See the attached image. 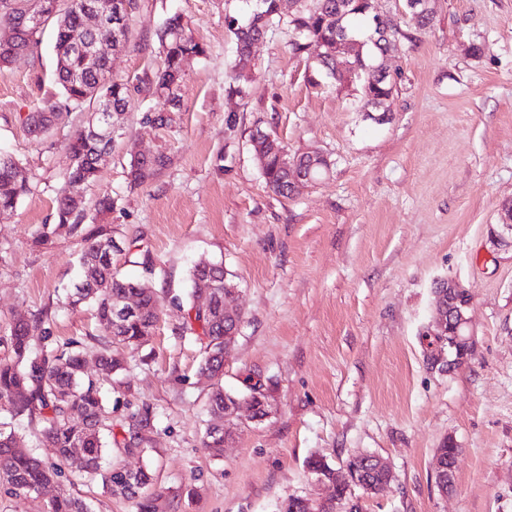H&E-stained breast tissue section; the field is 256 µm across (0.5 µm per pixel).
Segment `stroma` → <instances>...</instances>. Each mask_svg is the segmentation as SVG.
<instances>
[{"label": "stroma", "mask_w": 512, "mask_h": 512, "mask_svg": "<svg viewBox=\"0 0 512 512\" xmlns=\"http://www.w3.org/2000/svg\"><path fill=\"white\" fill-rule=\"evenodd\" d=\"M248 0H138L134 37L112 54L114 77L138 83L161 68L157 31L175 13L208 48L188 60L182 112L167 129L141 122L157 108L137 100L84 196L115 200L112 266L156 293L149 342L121 348L125 368L105 399L120 427L142 407L154 414L143 456L111 463L150 467L162 512H282L318 488L310 455L339 468L359 454L382 458L393 480L363 498L365 512H512V251L488 231L512 201V0H440L433 23L389 58L397 91L390 120L315 68L317 47L291 50L287 23L255 45L247 80L228 22H246ZM480 54H473V47ZM51 36L0 71V151L20 160L36 188L0 218V359L14 318H40L80 342L94 363L102 335L90 306L67 305L78 281V237L31 244L53 223L54 187L70 165L66 146L84 117L72 114L40 141L21 116L59 93ZM264 131L290 153L316 148L333 166L286 199L265 184L251 137ZM170 163L130 188L135 153ZM223 262L244 323L224 362L226 392L260 384L270 415L227 422L223 457L202 440L211 386L198 374L204 342L186 335L193 263ZM473 288L474 354L447 372L427 358L433 287ZM460 453L442 490L436 455ZM67 491L91 512H135L99 481L62 471L45 496L0 491V512H44Z\"/></svg>", "instance_id": "stroma-1"}]
</instances>
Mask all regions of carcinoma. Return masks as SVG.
<instances>
[{
  "instance_id": "cac0c4a2",
  "label": "carcinoma",
  "mask_w": 512,
  "mask_h": 512,
  "mask_svg": "<svg viewBox=\"0 0 512 512\" xmlns=\"http://www.w3.org/2000/svg\"><path fill=\"white\" fill-rule=\"evenodd\" d=\"M55 2L57 7L44 13L40 27L23 21L24 16L40 3ZM111 0H0V27L14 31L10 40L0 42V68L18 55L39 47L47 26L54 30L53 51L56 58L54 80L61 87V97L47 102L38 112L22 119L27 133L40 139L52 127L75 112H89L102 103L112 104L115 112L125 111L135 97L142 94L163 101V107L148 109L142 122L153 127H168L181 111L180 83L184 63L190 58L206 55V46L198 41L184 17L174 14L166 19L157 33L164 65L161 70L145 75L137 86L110 76L102 69L90 70L84 56L75 46L89 38L112 41L126 46L130 39L132 15L106 19L95 34L86 31L84 14L93 9H106ZM277 0H252L250 19L245 25L231 27L239 62L247 61L254 41L264 37L281 21L275 8ZM309 5L297 9L288 21L293 31L291 46L303 53L309 43L321 45L317 65L339 83L348 81L336 63V40L342 32L355 33L354 20H368V35L364 45L368 50L362 59L368 65L379 62L383 47L373 42L374 22L364 12L366 3L360 0H307ZM431 23L421 16L386 19L390 36L411 39L413 32ZM108 143L91 140L77 132L68 144L71 166L55 188V224L34 241L38 248H49L61 233L80 237V282L70 295L73 306L88 303L105 327L106 335L97 338L103 351L97 359L98 371H85L84 359L75 349L60 347L48 328L41 330L26 319H17L7 339L9 356L0 360V411L9 420L0 422V486L15 497H26L54 481L60 469L49 467L38 457L18 446L14 422L23 417L39 419L43 438L56 448L62 464L81 477L101 480L103 489L131 500L136 512H159V494L145 495L144 489L154 485L151 469L135 472L118 465L104 466L106 453L115 450L127 456L147 452L141 447L153 432L150 408L132 414L122 426L121 434L112 432V417L102 396V387L112 384V375L124 369L123 360L112 350L113 344L139 347L149 341L159 318V309L152 289L124 279L112 269V230L105 220L112 214L114 200L109 194L100 196L88 208L85 201L69 194L67 187L74 182L89 186L95 182L97 158L108 153ZM168 157L157 153L150 157H132L128 179L133 187L151 182L167 166ZM266 186L273 192L290 198L300 194L306 185L281 166L277 156L267 158L261 168ZM32 192L29 177L18 160L0 152V216L15 211L18 203ZM191 306L187 311L186 327L206 339L200 373L214 381L209 402L212 423L205 430L203 445L215 457L224 450V267L219 262L201 258L190 270ZM208 294L207 309L196 301L202 292ZM138 297V310H126L123 300ZM47 512H90L88 505L71 494L60 493L47 503Z\"/></svg>"
}]
</instances>
